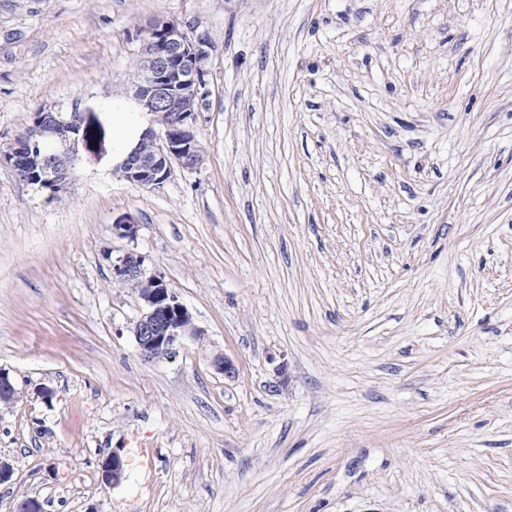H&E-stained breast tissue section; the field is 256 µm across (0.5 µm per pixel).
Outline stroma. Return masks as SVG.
<instances>
[{"label": "stroma", "instance_id": "35a3bbf8", "mask_svg": "<svg viewBox=\"0 0 512 512\" xmlns=\"http://www.w3.org/2000/svg\"><path fill=\"white\" fill-rule=\"evenodd\" d=\"M159 17L207 44L198 169L0 163V512H512V0H0V148L111 129ZM129 251L202 331L171 360ZM97 126L96 118L84 112H72L67 118L60 113L42 112L12 146L0 151V161L9 164L22 182H28L31 175L39 172L45 181L52 184H40L41 177L37 175L38 181L33 185L50 190L53 196L62 200L65 192L54 185L69 189L79 161L77 146L80 143L88 150L85 136L90 140L94 134L85 131L94 130ZM81 129L83 133L79 136L77 132ZM23 145L33 147L25 157L21 153ZM38 145H43L45 150L38 152ZM112 280L137 292L141 308L133 335L143 362L169 359L187 339L202 336L165 276L149 272L141 255L128 252L112 261ZM126 460L119 452L114 451L101 462L102 481L107 486H115L125 478Z\"/></svg>", "mask_w": 512, "mask_h": 512}]
</instances>
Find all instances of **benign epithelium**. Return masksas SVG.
I'll return each instance as SVG.
<instances>
[{
  "label": "benign epithelium",
  "instance_id": "benign-epithelium-1",
  "mask_svg": "<svg viewBox=\"0 0 512 512\" xmlns=\"http://www.w3.org/2000/svg\"><path fill=\"white\" fill-rule=\"evenodd\" d=\"M205 57L204 42L192 38L178 23L155 19L145 26L143 76L133 85V97L154 116L161 132L148 129L142 144L122 164L118 173L127 182L154 190L167 180L172 162L187 170L202 164L204 150L194 123L206 97L205 71L199 69V60ZM96 126V118L84 112H73L67 118L43 112L12 146L0 151V161L9 164L22 182L39 173L45 181L68 188L79 161L77 146L86 145L85 136L78 131ZM24 145L34 147V151L22 155ZM39 145L45 150L36 151ZM112 280L137 292L141 308L133 335L143 362L169 359L186 340L202 336L165 276L148 271L142 256L128 252L117 257L112 262ZM18 399L19 391L9 372L0 368V406H11ZM125 466L124 456L117 451L104 458V484L121 483Z\"/></svg>",
  "mask_w": 512,
  "mask_h": 512
}]
</instances>
